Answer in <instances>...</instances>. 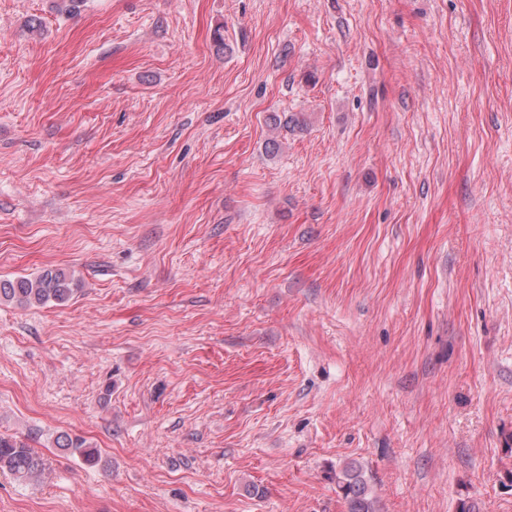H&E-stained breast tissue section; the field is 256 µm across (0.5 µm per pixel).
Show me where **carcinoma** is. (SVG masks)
I'll list each match as a JSON object with an SVG mask.
<instances>
[{
	"instance_id": "obj_1",
	"label": "carcinoma",
	"mask_w": 512,
	"mask_h": 512,
	"mask_svg": "<svg viewBox=\"0 0 512 512\" xmlns=\"http://www.w3.org/2000/svg\"><path fill=\"white\" fill-rule=\"evenodd\" d=\"M80 283L65 268H47L34 277L0 278V302L22 307H42L49 303L63 305L77 293ZM58 446L94 465L100 460L99 450L81 436L64 435ZM46 470L43 459L29 446L8 436H0V471L21 482L30 481ZM336 487L344 500L346 512H377L376 500L370 495L363 471L348 464L336 473Z\"/></svg>"
}]
</instances>
